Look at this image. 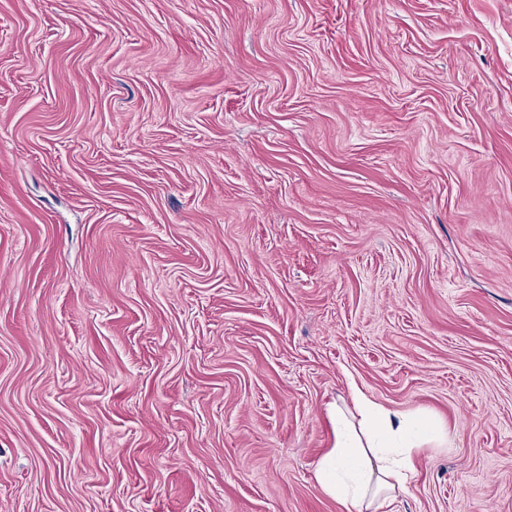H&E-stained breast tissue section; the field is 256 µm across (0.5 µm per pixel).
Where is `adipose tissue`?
Wrapping results in <instances>:
<instances>
[{"label": "adipose tissue", "mask_w": 512, "mask_h": 512, "mask_svg": "<svg viewBox=\"0 0 512 512\" xmlns=\"http://www.w3.org/2000/svg\"><path fill=\"white\" fill-rule=\"evenodd\" d=\"M357 421L332 405L335 443L319 460L316 478L346 512H384L406 493L416 472V452L424 441L442 438L441 428L420 414H397L353 392Z\"/></svg>", "instance_id": "obj_1"}]
</instances>
